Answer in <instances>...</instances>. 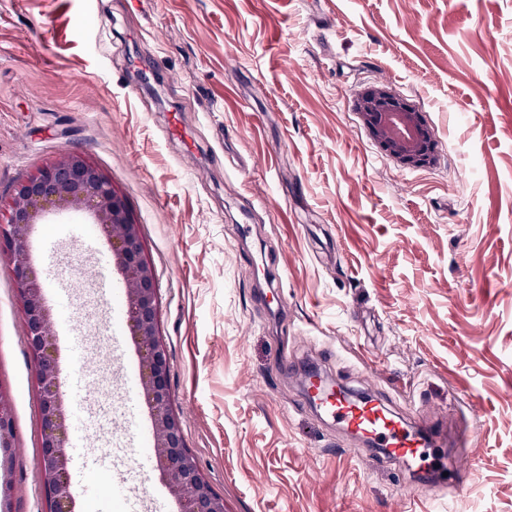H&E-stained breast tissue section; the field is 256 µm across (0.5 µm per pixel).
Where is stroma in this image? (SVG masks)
I'll list each match as a JSON object with an SVG mask.
<instances>
[{"label":"stroma","instance_id":"1","mask_svg":"<svg viewBox=\"0 0 512 512\" xmlns=\"http://www.w3.org/2000/svg\"><path fill=\"white\" fill-rule=\"evenodd\" d=\"M383 82L433 130L407 168L360 122ZM180 113L187 141L166 126ZM80 153L126 200L160 289L188 450L226 512H512V0H0V208ZM68 212L28 247L92 470L74 512H180L150 452L139 356ZM251 225L241 235L240 225ZM329 367L471 455L420 485L310 407L285 358ZM0 512H47L35 361L0 249ZM448 467L453 476V485L458 493L470 485L474 471L468 461L461 460L460 458H451L448 459Z\"/></svg>","mask_w":512,"mask_h":512}]
</instances>
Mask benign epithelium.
Here are the masks:
<instances>
[{"instance_id":"benign-epithelium-1","label":"benign epithelium","mask_w":512,"mask_h":512,"mask_svg":"<svg viewBox=\"0 0 512 512\" xmlns=\"http://www.w3.org/2000/svg\"><path fill=\"white\" fill-rule=\"evenodd\" d=\"M354 109L387 156L409 168L437 165V143L422 114L397 99L387 85L374 83L359 90ZM52 209L69 210L75 217L90 213L107 235L113 260L127 284V322L140 356V385L152 417V448L159 470L169 477L170 490L182 505L181 512H226L224 498L213 491L187 449L180 418L172 409L170 366L158 331V282L144 255L140 225L132 220L112 184L77 153L18 181L12 205L0 220V244L8 249L36 362L43 432L40 469L48 512H74L56 340L49 332V311L27 249L30 228Z\"/></svg>"}]
</instances>
